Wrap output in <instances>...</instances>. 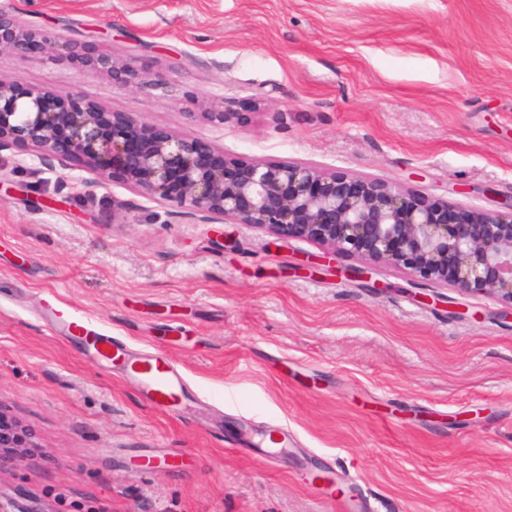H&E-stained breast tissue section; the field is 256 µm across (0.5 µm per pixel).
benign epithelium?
Instances as JSON below:
<instances>
[{"label":"benign epithelium","instance_id":"benign-epithelium-1","mask_svg":"<svg viewBox=\"0 0 512 512\" xmlns=\"http://www.w3.org/2000/svg\"><path fill=\"white\" fill-rule=\"evenodd\" d=\"M59 46L81 75L105 74L126 88L142 84L132 62L61 44L0 13V54L26 56ZM198 116L224 125L235 113L190 114ZM9 147L78 159L102 179L213 220L305 239L323 247L324 260L355 256L364 263L349 270L357 278L369 281L370 265H388L428 284L512 305V197L484 209L312 162L217 155L187 133L159 131L141 117L103 112L67 96L22 94L0 78V151ZM33 447L31 434L0 413V474L20 468L25 449Z\"/></svg>","mask_w":512,"mask_h":512}]
</instances>
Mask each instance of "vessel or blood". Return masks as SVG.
<instances>
[{"mask_svg": "<svg viewBox=\"0 0 512 512\" xmlns=\"http://www.w3.org/2000/svg\"><path fill=\"white\" fill-rule=\"evenodd\" d=\"M71 338L80 340L92 354L103 360L123 362L137 379L143 397L156 406H167L187 393L185 381L177 366L154 354H132L121 341L89 329L83 320L74 318L63 326ZM322 493L336 505V512H370L366 499L337 493L333 480H325Z\"/></svg>", "mask_w": 512, "mask_h": 512, "instance_id": "b4317fda", "label": "vessel or blood"}]
</instances>
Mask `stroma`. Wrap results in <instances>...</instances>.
Returning <instances> with one entry per match:
<instances>
[{
	"label": "stroma",
	"instance_id": "35a3bbf8",
	"mask_svg": "<svg viewBox=\"0 0 512 512\" xmlns=\"http://www.w3.org/2000/svg\"><path fill=\"white\" fill-rule=\"evenodd\" d=\"M33 29L135 60L113 85L0 55L20 93L74 92L218 151L308 161L490 209L512 195V0H0ZM235 119H201L206 108ZM217 223L73 160L0 151V411L37 452L5 512H512V305ZM161 353L190 397L153 407L54 324ZM290 446L255 458L270 431ZM328 480H323L321 491L325 493L327 498L333 501L336 505V512H372L371 505L366 499H357L353 496H347L345 494H336L335 483L329 477Z\"/></svg>",
	"mask_w": 512,
	"mask_h": 512
}]
</instances>
